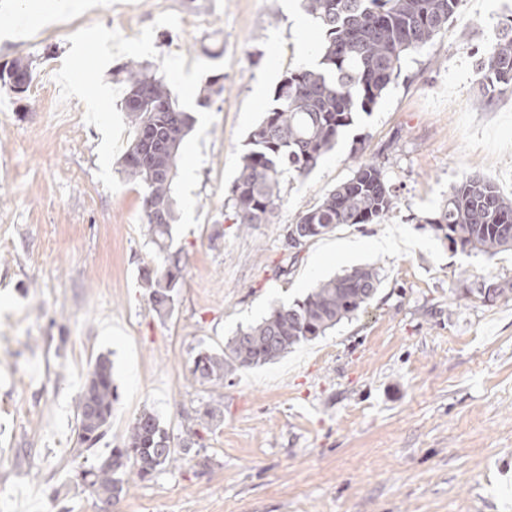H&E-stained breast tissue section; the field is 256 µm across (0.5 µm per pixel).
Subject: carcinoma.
<instances>
[{"instance_id": "1", "label": "carcinoma", "mask_w": 512, "mask_h": 512, "mask_svg": "<svg viewBox=\"0 0 512 512\" xmlns=\"http://www.w3.org/2000/svg\"><path fill=\"white\" fill-rule=\"evenodd\" d=\"M463 0H304L305 10L320 21V61L315 68L288 71L273 90V105L249 134L250 149L241 157L231 186L233 221L238 229L267 224L280 201V178L307 176L331 151L356 113L369 112L399 76L406 57L427 46L448 26ZM31 68L22 60L0 67V90L27 92L13 85L14 71ZM480 102L512 94V19L477 64ZM127 84L121 108L134 131L118 159L121 170L145 188L147 243L159 262L141 272L150 310L160 317L172 311L187 266L182 250L172 246L175 222L172 185L182 142L193 125L162 78L132 63L124 68ZM394 195L379 164L357 165L316 206L287 226L291 248L348 224H381L394 208ZM451 249L493 258L512 250V199L484 175L472 172L450 188L438 216L426 220ZM381 285L379 268L365 265L322 281L302 298L271 307L256 324L240 330L220 350L197 354L190 369L202 385L224 387L240 371L273 362L295 346L313 340L365 309ZM505 289L482 283L454 294L495 302ZM119 399L112 362L101 355L89 370L75 405L76 443L90 449L105 436ZM223 418L220 405L189 418L182 448L159 416L142 411L124 441L100 461L79 467L76 479L97 504L114 503L130 483L180 468L193 449L196 426L211 428Z\"/></svg>"}]
</instances>
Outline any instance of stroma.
I'll return each instance as SVG.
<instances>
[{
    "instance_id": "35a3bbf8",
    "label": "stroma",
    "mask_w": 512,
    "mask_h": 512,
    "mask_svg": "<svg viewBox=\"0 0 512 512\" xmlns=\"http://www.w3.org/2000/svg\"><path fill=\"white\" fill-rule=\"evenodd\" d=\"M94 3L13 40L3 34L20 16L57 0L0 11V65L34 68L24 96L0 93V512H57L49 490L108 455L143 409L179 441L209 404L224 418L202 433L207 467L135 482L115 512H512V294L452 297L486 277L512 291V252H453L426 223L473 170L512 196V96L477 106L475 69L512 0H463L308 176L282 178L270 223L246 232L228 190L276 84L318 63V21L302 41V0ZM129 62L195 118L174 179L187 267L164 318L140 286L157 260L144 190L116 164L133 134L120 108ZM219 75L223 95L199 106ZM365 160L394 191L392 215L290 248L287 225ZM367 264L382 283L352 319L223 388L192 378L198 351ZM101 354L119 400L82 457L75 403Z\"/></svg>"
}]
</instances>
